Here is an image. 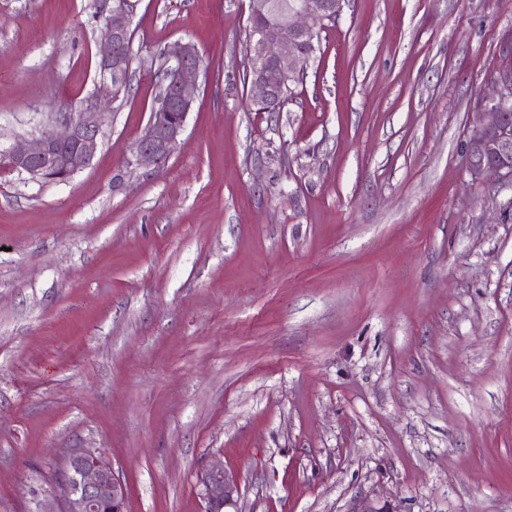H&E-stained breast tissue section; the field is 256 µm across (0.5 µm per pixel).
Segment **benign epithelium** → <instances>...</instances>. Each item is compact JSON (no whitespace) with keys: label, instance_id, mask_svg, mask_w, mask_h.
I'll return each mask as SVG.
<instances>
[{"label":"benign epithelium","instance_id":"7a95c632","mask_svg":"<svg viewBox=\"0 0 512 512\" xmlns=\"http://www.w3.org/2000/svg\"><path fill=\"white\" fill-rule=\"evenodd\" d=\"M142 0H106L105 40L98 53L92 91L75 112H61L29 143L0 150L7 168L38 182H66L90 168L103 136L102 114L115 102L124 81L132 22ZM344 0H298L272 13L271 0H249L248 79L250 106L269 112L281 106L278 84L302 71V45L316 35L314 24L336 20ZM201 59L188 42H178L168 61L166 92L176 103L150 113L135 147V160L161 168L176 150L192 109ZM476 122L467 144V166L479 178L512 180V69L493 76L478 99ZM205 512L236 507L238 485L223 467H210L201 479ZM61 512H126L128 491L112 463L91 448L69 449L57 482Z\"/></svg>","mask_w":512,"mask_h":512}]
</instances>
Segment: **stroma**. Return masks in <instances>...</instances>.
I'll list each match as a JSON object with an SVG mask.
<instances>
[{"mask_svg": "<svg viewBox=\"0 0 512 512\" xmlns=\"http://www.w3.org/2000/svg\"><path fill=\"white\" fill-rule=\"evenodd\" d=\"M100 0H0V146L93 87ZM242 0H142L91 168L0 167V512H58L96 448L127 512H512V183L475 180L512 0H348L248 107ZM202 60L164 168L132 150L161 52ZM202 498L206 504L205 512H239L225 510L235 507L238 495L236 479L226 473L220 465L210 467L201 479Z\"/></svg>", "mask_w": 512, "mask_h": 512, "instance_id": "stroma-1", "label": "stroma"}]
</instances>
